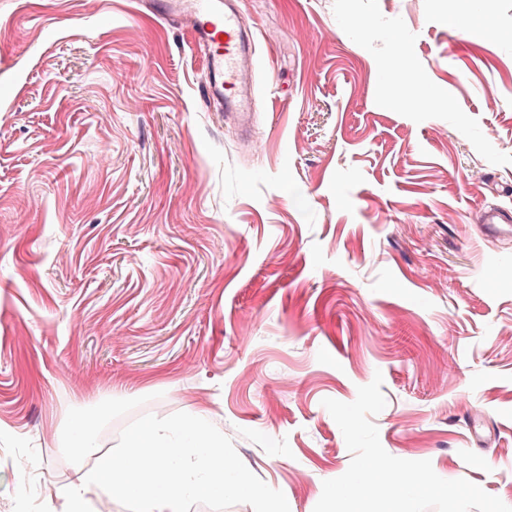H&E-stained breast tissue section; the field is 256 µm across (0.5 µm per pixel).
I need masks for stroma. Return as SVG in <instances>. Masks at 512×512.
I'll list each match as a JSON object with an SVG mask.
<instances>
[{"label": "stroma", "mask_w": 512, "mask_h": 512, "mask_svg": "<svg viewBox=\"0 0 512 512\" xmlns=\"http://www.w3.org/2000/svg\"><path fill=\"white\" fill-rule=\"evenodd\" d=\"M241 9L246 128L136 0H0V512H58L72 416L93 465L189 403L313 512L378 373L386 452L512 506V0ZM65 447L75 456L83 457L98 446L91 427L84 420L77 419L66 435Z\"/></svg>", "instance_id": "obj_1"}]
</instances>
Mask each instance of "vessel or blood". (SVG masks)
<instances>
[{
  "label": "vessel or blood",
  "instance_id": "b4317fda",
  "mask_svg": "<svg viewBox=\"0 0 512 512\" xmlns=\"http://www.w3.org/2000/svg\"><path fill=\"white\" fill-rule=\"evenodd\" d=\"M145 7L153 15L188 29L205 61L204 99L225 101L240 117H249L252 99L244 72L256 44L252 31L243 25L239 9L230 7L227 0H147Z\"/></svg>",
  "mask_w": 512,
  "mask_h": 512
}]
</instances>
